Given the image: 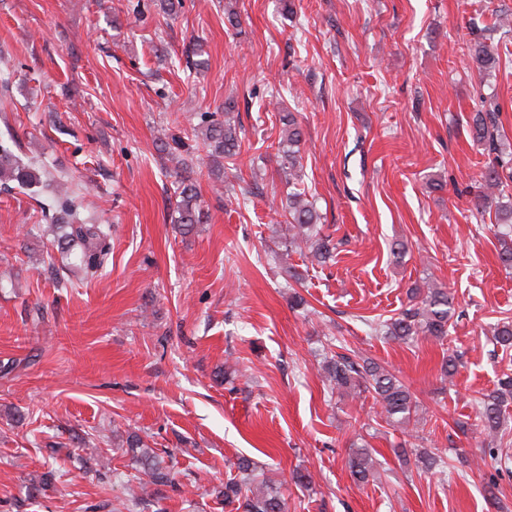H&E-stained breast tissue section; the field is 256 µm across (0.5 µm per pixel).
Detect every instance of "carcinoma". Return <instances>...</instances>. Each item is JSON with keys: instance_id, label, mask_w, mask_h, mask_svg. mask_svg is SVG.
<instances>
[{"instance_id": "carcinoma-1", "label": "carcinoma", "mask_w": 512, "mask_h": 512, "mask_svg": "<svg viewBox=\"0 0 512 512\" xmlns=\"http://www.w3.org/2000/svg\"><path fill=\"white\" fill-rule=\"evenodd\" d=\"M155 0H127L126 10L140 21L151 13ZM494 27L470 26L467 49L470 57L481 72H489L499 60L496 46L488 42L486 32L499 29ZM231 103H224L222 112H204L200 115L203 125L202 150L211 158L216 167L220 160H232L240 153L241 137L235 121L232 120ZM501 108L496 103L474 113L470 123V135L478 143L488 146L493 159L481 174V191L475 196L476 211L483 214L495 208L496 223L488 225L489 230L501 240L499 259L501 264L512 267V203L500 202L505 196L508 182L512 181V151L500 148L499 115ZM282 129L277 142L276 158L287 186L285 204L282 209L288 214L287 234L282 242L285 252H309L319 263L332 258L333 247L330 236L322 234L320 215L313 202L307 198L304 183L301 145L303 132L297 115L285 112L280 116ZM18 144L9 139L0 141V189L10 191L16 187L30 189L42 182L43 171L32 163L23 162L14 151ZM173 208L174 223L183 234L192 231L201 222L203 210L201 196L196 183L188 176L180 177L175 191ZM51 223L45 225L43 234L49 238L51 249L46 251L49 265H55L56 256L66 261L64 267H78L94 275L103 270L112 254V225L90 224L82 216L79 195L72 188L59 184L52 201ZM411 308L397 317L380 325L382 335L399 343H409L420 337L442 342L448 337V324L453 318L448 291L434 281H425L409 293ZM497 343L512 345V321H504L493 327ZM322 369L331 389L353 401L365 395H372L374 405L379 408L377 415L389 425L410 424L417 413V401L413 394L396 375L380 364L356 355L329 351L324 356ZM512 400V376L499 381L498 387L484 395L479 411L482 433L489 443H494L502 427V409ZM127 452L148 476L149 483L165 486L172 483V461L156 454L141 438L130 435ZM423 467L433 473L445 467L446 461L433 452L424 451L419 455ZM348 467L354 480L366 484L374 476V462L369 448L361 445L352 449ZM224 502H237L243 512H283L284 501L280 491L268 485L253 487L248 482L228 481L224 483Z\"/></svg>"}]
</instances>
